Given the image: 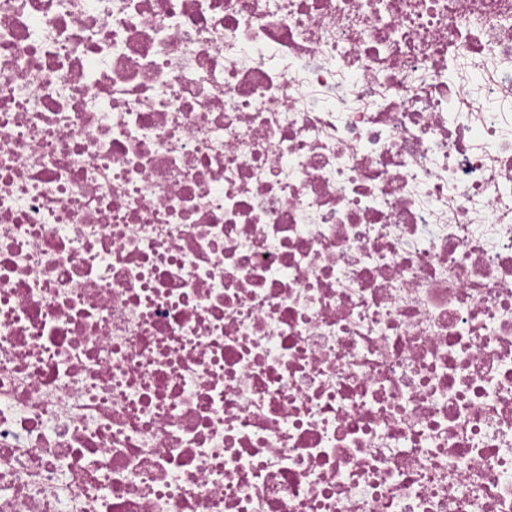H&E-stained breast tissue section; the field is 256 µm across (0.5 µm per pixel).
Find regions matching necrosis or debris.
<instances>
[{"label":"necrosis or debris","instance_id":"4bbe7bcc","mask_svg":"<svg viewBox=\"0 0 512 512\" xmlns=\"http://www.w3.org/2000/svg\"><path fill=\"white\" fill-rule=\"evenodd\" d=\"M0 512H512V0H0Z\"/></svg>","mask_w":512,"mask_h":512}]
</instances>
